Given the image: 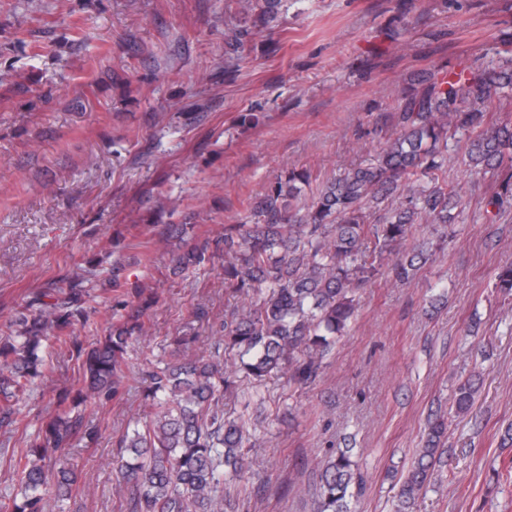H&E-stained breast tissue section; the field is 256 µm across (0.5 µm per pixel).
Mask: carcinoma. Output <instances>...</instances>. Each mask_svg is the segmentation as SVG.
I'll return each mask as SVG.
<instances>
[{"label": "carcinoma", "mask_w": 512, "mask_h": 512, "mask_svg": "<svg viewBox=\"0 0 512 512\" xmlns=\"http://www.w3.org/2000/svg\"><path fill=\"white\" fill-rule=\"evenodd\" d=\"M286 0H244L265 24ZM512 95V56L478 71L446 74L408 98L400 109L401 131L372 159L324 185L310 204L298 208L306 170L277 179L253 207V224H228L210 246L178 232L172 273L210 262L224 253V287L245 298L224 319L214 352L188 353L194 336L176 339L177 357L149 372L146 400L152 412L119 441L124 453L112 462L129 512H224L232 508L219 489L224 473L241 480L253 473L244 448L249 434L240 419L224 414V394L240 377L262 383L273 375L303 385L318 374L331 340L351 320L360 288L379 275L390 256L401 281L413 278L423 252H403L412 227L422 221L448 224V210L464 213L461 188L448 182V145L464 144L466 163L494 179L485 219L494 221L512 200V123L489 117V105ZM399 197L396 207L385 200ZM89 291L76 285L56 291L36 315L17 312L13 332L0 338V415L10 419L45 367L48 343L90 325ZM150 299L112 323L105 336L85 345L69 337L79 361L82 386L76 398L86 406L117 392L127 349L140 333L138 318ZM479 388L460 383L453 410L470 413ZM448 417L435 415L426 438L397 493V512H409L431 481ZM78 437L93 441L83 415L62 411L44 418L17 461L19 486L0 512H49V504L71 498L75 472L47 464L49 452L68 448ZM315 512H351L364 476L353 449L335 448L317 462Z\"/></svg>", "instance_id": "obj_1"}]
</instances>
